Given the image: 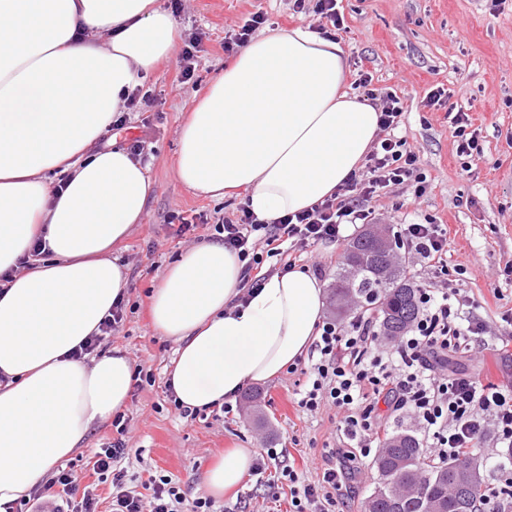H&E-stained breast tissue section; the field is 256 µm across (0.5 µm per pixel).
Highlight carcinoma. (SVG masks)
I'll use <instances>...</instances> for the list:
<instances>
[{
	"label": "carcinoma",
	"mask_w": 512,
	"mask_h": 512,
	"mask_svg": "<svg viewBox=\"0 0 512 512\" xmlns=\"http://www.w3.org/2000/svg\"><path fill=\"white\" fill-rule=\"evenodd\" d=\"M370 251L372 244L362 234L349 244L337 266L336 279L330 284L331 303L342 315L351 297L373 301L372 310L380 319L383 335L393 339L406 332L418 317V288L405 266L380 254L372 264L361 265L355 279L347 278L346 265ZM458 459L474 464V474L462 485L454 471ZM458 459L436 463L414 434L394 432L373 459L378 482L364 501V512H458L460 501L467 512H479L485 490L478 453L473 448L462 452Z\"/></svg>",
	"instance_id": "carcinoma-1"
}]
</instances>
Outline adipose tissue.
<instances>
[{"label":"adipose tissue","instance_id":"adipose-tissue-1","mask_svg":"<svg viewBox=\"0 0 512 512\" xmlns=\"http://www.w3.org/2000/svg\"><path fill=\"white\" fill-rule=\"evenodd\" d=\"M178 30L159 0H0V512L43 485L94 424L121 410L131 360L73 358L118 297L113 245L142 223L154 183L120 147H100L125 94L173 56ZM336 41L297 27L251 41L180 126L174 172L216 199L245 192L272 221L330 196L361 164L378 112L344 87ZM65 174L55 190L49 173ZM49 259L16 265L37 238ZM243 263L220 243L183 251L151 303L177 345L167 370L187 408L234 402L315 340L323 286L295 268L238 303ZM250 449L225 450L210 494L237 489Z\"/></svg>","mask_w":512,"mask_h":512}]
</instances>
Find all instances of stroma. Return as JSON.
Returning a JSON list of instances; mask_svg holds the SVG:
<instances>
[{"mask_svg":"<svg viewBox=\"0 0 512 512\" xmlns=\"http://www.w3.org/2000/svg\"><path fill=\"white\" fill-rule=\"evenodd\" d=\"M340 5L348 26L340 41L344 83L352 85L362 68L371 72L375 87L398 91L404 100L402 133L429 183L421 198L397 190L375 202L377 221L391 227L431 216L447 225L448 285L468 298L474 320L483 326L478 358L455 357L450 365L512 386V356L494 349L497 336L508 329L505 316L512 314V0L498 12L488 0H341ZM259 10L266 12L270 32L297 25L312 31L319 24L316 16L292 13L288 0H181L173 16L180 43L202 37L196 79L179 83L177 62L171 59L144 84L158 97L140 108L149 122L147 168L155 188L144 223L114 249L128 272L126 299L140 308L103 342L102 350L122 349L154 379L125 406L129 454L120 465L128 485L141 484L157 470L170 475L190 500L207 495L205 473L224 449L256 453L276 446L311 478L327 452L343 444L335 409L324 406L311 413L297 404L308 379L305 358L292 372L259 385L260 424L247 402L238 414L225 418L205 410L188 422L165 400L175 344L153 327L149 295L186 248L171 219L206 214L208 221L196 234L210 242L214 221L244 204L243 196L212 199L177 181L178 131L196 98L227 63L225 32ZM438 84L453 89L452 104L462 106L480 132L484 156L472 166L456 154L446 108L423 103Z\"/></svg>","mask_w":512,"mask_h":512,"instance_id":"stroma-1","label":"stroma"}]
</instances>
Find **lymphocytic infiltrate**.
<instances>
[{
    "label": "lymphocytic infiltrate",
    "mask_w": 512,
    "mask_h": 512,
    "mask_svg": "<svg viewBox=\"0 0 512 512\" xmlns=\"http://www.w3.org/2000/svg\"><path fill=\"white\" fill-rule=\"evenodd\" d=\"M296 13H314L323 37L338 39L346 29L339 0H291ZM355 87L379 113V132L361 167L337 187L334 194L311 208L266 223L247 207L223 217L214 230L225 247L238 251L244 261L242 287L253 291L269 277L267 259L279 256L283 244L298 252L327 242L345 240L350 226L369 224L373 204L396 189H412L423 197L428 188L419 158L401 133L403 100L390 88H376L370 72L360 71ZM397 234L416 256L424 274L417 286L421 312L414 326L392 345H384L380 327L368 310L346 323L323 321L311 346V372L298 404L313 412L335 408L341 417L343 447L324 460L320 480L311 481L293 467L282 465L277 482L290 493L289 512H334L336 492L352 478L356 458L369 457L387 436L391 422L413 419L431 458L448 462L463 449L478 447L487 428H494L498 455L492 466L512 474V387L486 383L478 377L448 370L449 356L473 352L479 324L466 316L465 297L448 288V229L428 219L399 225ZM127 420L115 414L117 437L89 460L94 475L111 476L109 512H231L230 507L201 496L187 499L180 486L165 474L150 475L143 489L127 487L118 462L126 455L123 435ZM77 472L58 467L50 487L67 494L69 512H99L96 484L85 486L72 499Z\"/></svg>",
    "instance_id": "obj_1"
}]
</instances>
